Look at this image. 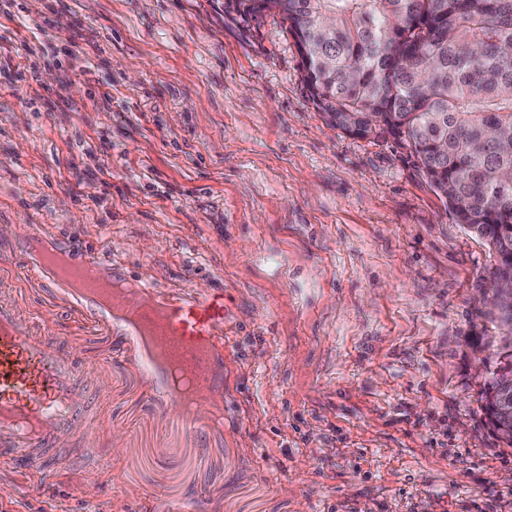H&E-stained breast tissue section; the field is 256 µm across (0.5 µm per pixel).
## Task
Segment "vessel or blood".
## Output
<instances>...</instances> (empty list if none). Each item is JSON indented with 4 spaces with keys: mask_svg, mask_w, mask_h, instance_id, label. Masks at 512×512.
I'll use <instances>...</instances> for the list:
<instances>
[{
    "mask_svg": "<svg viewBox=\"0 0 512 512\" xmlns=\"http://www.w3.org/2000/svg\"><path fill=\"white\" fill-rule=\"evenodd\" d=\"M126 314L150 331L159 355L175 356L194 372V384L208 395L206 377L213 360L210 335L224 321V298L210 295L175 306L163 323L150 311L127 304ZM92 388L71 350L23 327L17 299L0 292V465L29 472L55 462L72 464L71 446H88L94 433L87 398Z\"/></svg>",
    "mask_w": 512,
    "mask_h": 512,
    "instance_id": "1",
    "label": "vessel or blood"
}]
</instances>
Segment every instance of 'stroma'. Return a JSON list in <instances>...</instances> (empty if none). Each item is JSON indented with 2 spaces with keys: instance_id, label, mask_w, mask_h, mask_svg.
<instances>
[{
  "instance_id": "obj_1",
  "label": "stroma",
  "mask_w": 512,
  "mask_h": 512,
  "mask_svg": "<svg viewBox=\"0 0 512 512\" xmlns=\"http://www.w3.org/2000/svg\"><path fill=\"white\" fill-rule=\"evenodd\" d=\"M26 224L161 298L223 293L221 424L187 429L136 329L74 311ZM0 255L93 384L105 463L1 469L0 512H512L494 259L408 150L326 124L279 17L0 0Z\"/></svg>"
}]
</instances>
